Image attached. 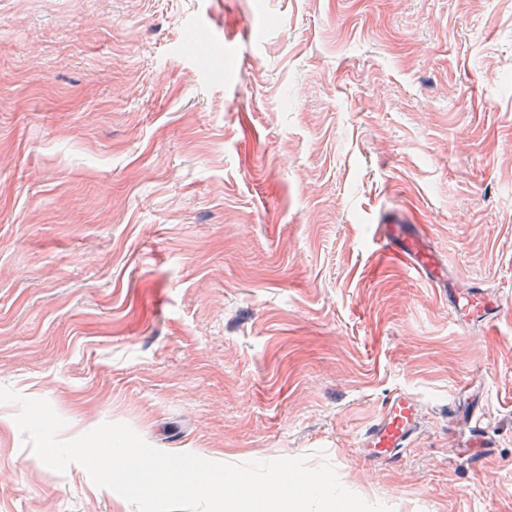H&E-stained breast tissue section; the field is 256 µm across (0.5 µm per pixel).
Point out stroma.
I'll return each instance as SVG.
<instances>
[{
  "label": "stroma",
  "mask_w": 512,
  "mask_h": 512,
  "mask_svg": "<svg viewBox=\"0 0 512 512\" xmlns=\"http://www.w3.org/2000/svg\"><path fill=\"white\" fill-rule=\"evenodd\" d=\"M504 302L461 336L371 226ZM0 386L392 512H512V0H0ZM425 409L395 464L358 440ZM492 440L464 448L449 401ZM0 404V512H136ZM423 419L418 397L405 392L390 393L378 416L360 437V454L379 463L400 460L418 436Z\"/></svg>",
  "instance_id": "obj_1"
}]
</instances>
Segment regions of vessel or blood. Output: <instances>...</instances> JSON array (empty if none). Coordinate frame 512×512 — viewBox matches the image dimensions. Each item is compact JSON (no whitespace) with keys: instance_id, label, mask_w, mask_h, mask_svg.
<instances>
[{"instance_id":"b4317fda","label":"vessel or blood","mask_w":512,"mask_h":512,"mask_svg":"<svg viewBox=\"0 0 512 512\" xmlns=\"http://www.w3.org/2000/svg\"><path fill=\"white\" fill-rule=\"evenodd\" d=\"M374 239L380 251L400 261L407 270L448 302L462 330L490 322L504 309L502 300L485 290L462 285L438 254L429 228L419 224H379ZM424 419L421 401L405 392L390 393L374 421L359 440L360 454L379 463L402 458L418 436Z\"/></svg>"}]
</instances>
